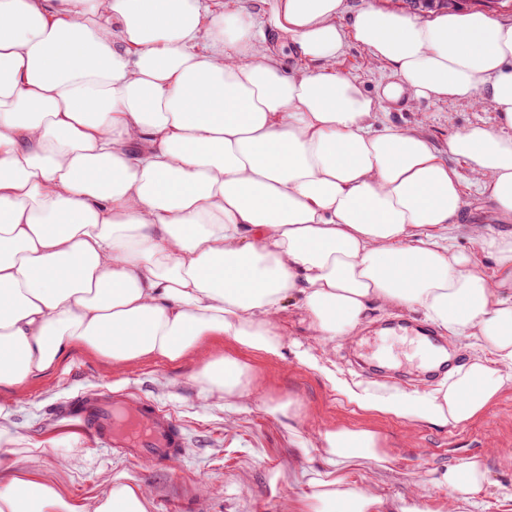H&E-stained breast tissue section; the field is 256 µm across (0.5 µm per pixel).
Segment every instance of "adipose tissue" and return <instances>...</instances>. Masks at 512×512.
<instances>
[{"label": "adipose tissue", "mask_w": 512, "mask_h": 512, "mask_svg": "<svg viewBox=\"0 0 512 512\" xmlns=\"http://www.w3.org/2000/svg\"><path fill=\"white\" fill-rule=\"evenodd\" d=\"M344 0H280L272 18L298 60L262 44L252 15L213 0H0V384L54 370L83 346L115 363H177L216 338L233 350L203 380L242 406L251 357H283L296 299L323 340L354 335L371 308L414 309L484 355L435 389L349 384L360 409L463 428L512 391V23L481 12L420 21ZM394 83L369 95L340 69L346 39ZM492 110L448 138L381 124L384 100ZM495 227L453 232L464 191ZM303 512H433L352 482L347 464L390 461L368 428L320 431ZM437 482L470 512L489 482L481 458ZM113 480L94 508L13 473L0 512H148Z\"/></svg>", "instance_id": "1"}]
</instances>
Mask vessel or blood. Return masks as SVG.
I'll return each instance as SVG.
<instances>
[{
	"label": "vessel or blood",
	"mask_w": 512,
	"mask_h": 512,
	"mask_svg": "<svg viewBox=\"0 0 512 512\" xmlns=\"http://www.w3.org/2000/svg\"><path fill=\"white\" fill-rule=\"evenodd\" d=\"M57 416L131 459L172 466L185 454L176 419L123 391L77 393L59 405Z\"/></svg>",
	"instance_id": "b4317fda"
}]
</instances>
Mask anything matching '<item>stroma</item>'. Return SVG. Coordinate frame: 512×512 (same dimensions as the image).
<instances>
[{
    "instance_id": "35a3bbf8",
    "label": "stroma",
    "mask_w": 512,
    "mask_h": 512,
    "mask_svg": "<svg viewBox=\"0 0 512 512\" xmlns=\"http://www.w3.org/2000/svg\"><path fill=\"white\" fill-rule=\"evenodd\" d=\"M342 69L371 95L393 80L390 66L370 67L366 49L352 40L344 46ZM384 119L398 128L425 124L436 149L444 152L449 135L491 121L492 115L465 103L422 99L409 109L389 108ZM390 319V314L371 310L358 335L326 342L314 336L291 299L282 329L287 343L300 344L338 376L359 382L364 378L350 352L362 334H370L367 348L381 365L398 368L411 358L415 339L387 331L371 334V327ZM205 360V354L193 353L175 364L117 367L76 347L51 374L22 385H0L6 399L0 430L10 438L7 449H0V479L23 470L91 505L119 476L147 490L149 512H300L309 475L322 458V428L370 423L384 436L391 462L384 470L353 465L350 474L356 482L370 484L392 501L424 497L444 506L448 490L436 482L440 471L460 458L480 455L490 477L478 495L482 512H512V392L463 428L412 425L362 411L289 354L260 366L255 400L244 408L235 397L202 382ZM110 387L153 401L177 419L186 442L178 465L128 459L58 420L55 409L61 401ZM270 389L301 401L307 417L292 421L265 412L262 401Z\"/></svg>"
}]
</instances>
